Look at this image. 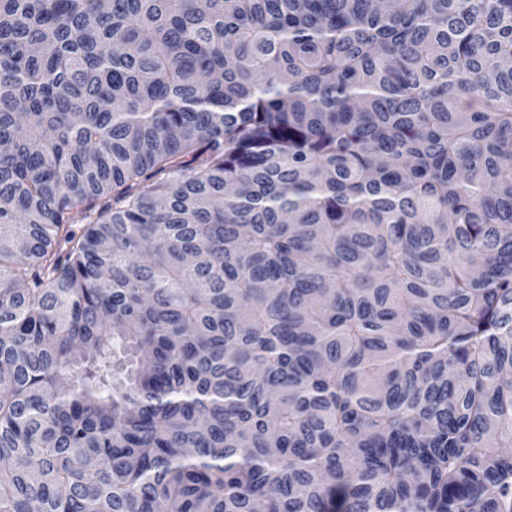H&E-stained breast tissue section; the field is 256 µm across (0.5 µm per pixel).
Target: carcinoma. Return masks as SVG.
Instances as JSON below:
<instances>
[{"instance_id": "1", "label": "carcinoma", "mask_w": 512, "mask_h": 512, "mask_svg": "<svg viewBox=\"0 0 512 512\" xmlns=\"http://www.w3.org/2000/svg\"><path fill=\"white\" fill-rule=\"evenodd\" d=\"M0 512H512V0H0Z\"/></svg>"}]
</instances>
